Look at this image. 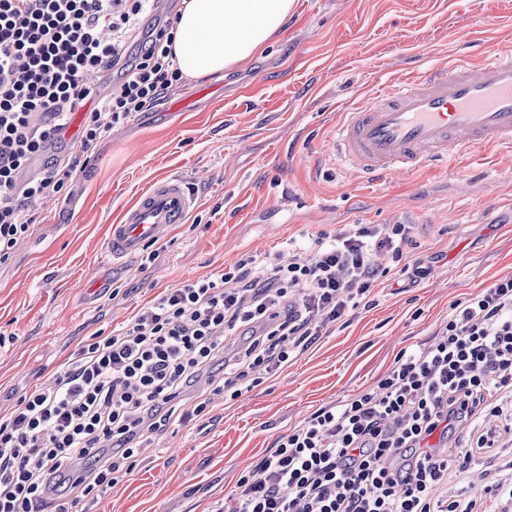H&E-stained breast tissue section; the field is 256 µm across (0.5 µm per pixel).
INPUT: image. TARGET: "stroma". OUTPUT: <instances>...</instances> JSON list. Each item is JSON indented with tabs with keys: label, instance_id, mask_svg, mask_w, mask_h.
Wrapping results in <instances>:
<instances>
[{
	"label": "stroma",
	"instance_id": "1",
	"mask_svg": "<svg viewBox=\"0 0 512 512\" xmlns=\"http://www.w3.org/2000/svg\"><path fill=\"white\" fill-rule=\"evenodd\" d=\"M512 44V0H296L268 50L188 79L99 144L67 197L0 264V417L54 383L91 336L121 329L159 292L234 268L287 262L341 224L412 227L404 265L241 395L205 388L202 419L170 425L118 485L69 512H217L240 474L320 407L373 387L426 344L453 302L512 276V148L486 146L378 184L334 153L350 106L405 72ZM196 192L185 223L132 257L111 224L155 180ZM103 287L88 294L90 280Z\"/></svg>",
	"mask_w": 512,
	"mask_h": 512
}]
</instances>
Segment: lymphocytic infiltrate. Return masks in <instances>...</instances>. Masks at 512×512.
<instances>
[{
    "label": "lymphocytic infiltrate",
    "instance_id": "f902f5d3",
    "mask_svg": "<svg viewBox=\"0 0 512 512\" xmlns=\"http://www.w3.org/2000/svg\"><path fill=\"white\" fill-rule=\"evenodd\" d=\"M157 9L158 0H0V263L29 230V202L60 197L101 140L183 82L173 21L132 38ZM116 61L120 79L98 97L87 76ZM85 103L77 136L18 185L47 149L32 114L57 113L61 129ZM409 241L406 224H343L288 264L249 257L217 279L161 291L82 348L54 387L0 418V512H66L68 495L114 488L149 437L179 418L185 396L283 368L316 322L359 306L382 258L401 260ZM239 331L248 342L226 357L218 338ZM511 431L512 276L454 302L432 341L401 351L373 390L280 437L218 512H512V477L478 499L441 493Z\"/></svg>",
    "mask_w": 512,
    "mask_h": 512
}]
</instances>
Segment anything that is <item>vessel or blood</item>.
<instances>
[{
    "mask_svg": "<svg viewBox=\"0 0 512 512\" xmlns=\"http://www.w3.org/2000/svg\"><path fill=\"white\" fill-rule=\"evenodd\" d=\"M485 145L512 146V48L482 63L431 66L378 86L344 112L336 151L378 183ZM195 196L176 177L157 180L112 226L113 256L138 253L183 223Z\"/></svg>",
    "mask_w": 512,
    "mask_h": 512,
    "instance_id": "vessel-or-blood-1",
    "label": "vessel or blood"
}]
</instances>
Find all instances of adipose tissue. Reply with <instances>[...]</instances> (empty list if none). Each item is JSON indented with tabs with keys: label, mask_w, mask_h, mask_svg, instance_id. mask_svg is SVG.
<instances>
[{
	"label": "adipose tissue",
	"mask_w": 512,
	"mask_h": 512,
	"mask_svg": "<svg viewBox=\"0 0 512 512\" xmlns=\"http://www.w3.org/2000/svg\"><path fill=\"white\" fill-rule=\"evenodd\" d=\"M295 0H183L173 50L185 77L223 75L262 55Z\"/></svg>",
	"instance_id": "ef3b65f1"
}]
</instances>
